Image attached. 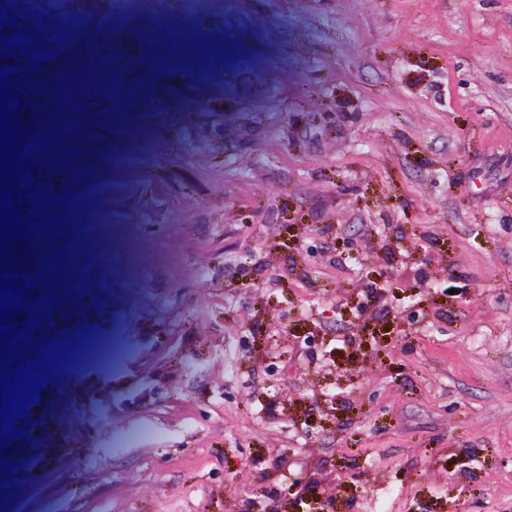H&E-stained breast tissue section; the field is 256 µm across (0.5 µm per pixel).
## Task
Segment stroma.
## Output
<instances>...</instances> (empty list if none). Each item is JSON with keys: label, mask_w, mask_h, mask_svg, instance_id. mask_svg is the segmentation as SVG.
<instances>
[{"label": "stroma", "mask_w": 512, "mask_h": 512, "mask_svg": "<svg viewBox=\"0 0 512 512\" xmlns=\"http://www.w3.org/2000/svg\"><path fill=\"white\" fill-rule=\"evenodd\" d=\"M8 7L109 74L42 191L116 339L9 512H512V0Z\"/></svg>", "instance_id": "stroma-1"}]
</instances>
